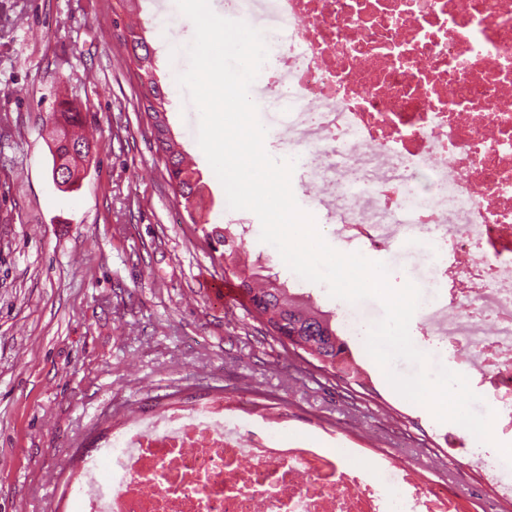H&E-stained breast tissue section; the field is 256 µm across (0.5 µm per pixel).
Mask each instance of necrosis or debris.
<instances>
[{"label":"necrosis or debris","instance_id":"4bbe7bcc","mask_svg":"<svg viewBox=\"0 0 512 512\" xmlns=\"http://www.w3.org/2000/svg\"><path fill=\"white\" fill-rule=\"evenodd\" d=\"M260 73L273 138L346 247L439 230L450 254L424 335L473 389L512 409V0H263ZM170 406L116 435L111 482L86 463L85 512H390L383 486L326 449ZM404 512H458L417 468H392Z\"/></svg>","mask_w":512,"mask_h":512}]
</instances>
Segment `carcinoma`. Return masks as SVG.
<instances>
[{
  "instance_id": "1",
  "label": "carcinoma",
  "mask_w": 512,
  "mask_h": 512,
  "mask_svg": "<svg viewBox=\"0 0 512 512\" xmlns=\"http://www.w3.org/2000/svg\"><path fill=\"white\" fill-rule=\"evenodd\" d=\"M132 52L140 71V85L144 89L145 114L151 127L161 129L165 124L159 116V110L149 102L151 97L163 100L161 90L153 79L150 50L142 40L133 47ZM58 117L62 119V125L50 136L49 149L54 160L60 154L68 155L65 166L67 174L61 177V184L69 188L81 179L83 164L88 161L92 146L87 138L68 133L67 127L81 122V112L75 104L60 102ZM163 160L175 195L201 208L203 189L200 180L196 179L195 170L185 164V157L176 144H167ZM237 238L239 235L228 224L223 227L215 225L205 232L207 242H224L220 260L224 261L225 268L229 270L237 268L241 261ZM239 287L252 306L254 318L267 327L269 332L274 334L282 328L287 329L288 341L282 342L283 346L307 354L319 363L320 370L332 374L345 385H361V373L351 359L350 347L337 334L326 312L282 287L270 276L262 275L258 268L251 275L240 278Z\"/></svg>"
}]
</instances>
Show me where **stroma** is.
I'll list each match as a JSON object with an SVG mask.
<instances>
[{"label":"stroma","mask_w":512,"mask_h":512,"mask_svg":"<svg viewBox=\"0 0 512 512\" xmlns=\"http://www.w3.org/2000/svg\"><path fill=\"white\" fill-rule=\"evenodd\" d=\"M0 512H80L73 481L86 461L109 471L102 450L119 421L172 397L228 396L240 424L264 420L289 440L352 448L353 464L387 482L375 461L418 468L447 484L465 512H512L463 456H448L450 423L400 399L368 358L359 326L383 315L374 299L350 304L295 275L259 240L249 211L228 209L201 151L199 115L170 75L194 26L169 0H139L138 22L165 94L169 126L205 187L206 222H248L249 263L335 317L365 392L285 349L250 313L208 291L224 271L169 183L142 106L143 89L122 34L121 0H0ZM78 105L97 149L78 190L52 178L49 117ZM386 263L393 286L415 283L422 306L439 289L443 246L433 236L363 249Z\"/></svg>","instance_id":"1"}]
</instances>
